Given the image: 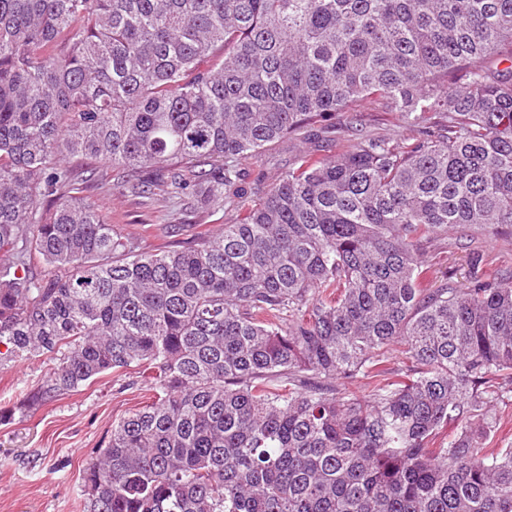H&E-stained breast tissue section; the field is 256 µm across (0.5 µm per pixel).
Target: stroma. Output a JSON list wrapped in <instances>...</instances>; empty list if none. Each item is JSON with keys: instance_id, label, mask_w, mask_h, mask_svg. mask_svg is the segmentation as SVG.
<instances>
[{"instance_id": "stroma-1", "label": "stroma", "mask_w": 512, "mask_h": 512, "mask_svg": "<svg viewBox=\"0 0 512 512\" xmlns=\"http://www.w3.org/2000/svg\"><path fill=\"white\" fill-rule=\"evenodd\" d=\"M366 134L401 144L413 135L400 113L364 101ZM343 116L329 119L292 141L266 145L244 164V187L275 185L311 148L321 155L336 153L349 138ZM80 173V196L98 204L103 219L121 234L139 237L142 250L173 243L170 224L182 223L181 202L156 191L143 198L118 189L119 169L105 160L71 159ZM484 256V273L492 278L512 274V225L498 224L468 233L449 231L435 241L426 260V286L441 280L463 288L468 284V261ZM51 363L47 357L19 359L0 354V512H84L81 477L87 461L106 447L112 425L153 396L154 384L141 368L107 373L77 391L62 395L37 409L21 412L30 389L41 382Z\"/></svg>"}]
</instances>
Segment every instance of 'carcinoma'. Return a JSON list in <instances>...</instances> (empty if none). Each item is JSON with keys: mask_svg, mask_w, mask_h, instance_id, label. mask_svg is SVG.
Instances as JSON below:
<instances>
[{"mask_svg": "<svg viewBox=\"0 0 512 512\" xmlns=\"http://www.w3.org/2000/svg\"><path fill=\"white\" fill-rule=\"evenodd\" d=\"M503 60L512 0H0V345L54 360L28 407L134 365L156 388L83 470L86 512H512L488 446L512 286L480 254L423 286L448 229L512 224ZM367 98L412 142L364 136ZM341 112L342 150L243 200L244 159ZM74 157L238 214L141 253Z\"/></svg>", "mask_w": 512, "mask_h": 512, "instance_id": "carcinoma-1", "label": "carcinoma"}]
</instances>
